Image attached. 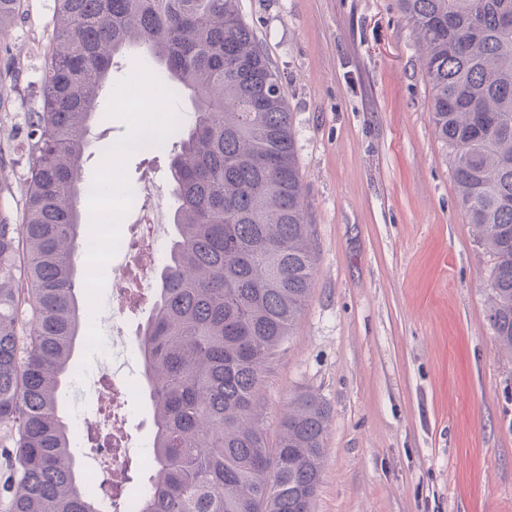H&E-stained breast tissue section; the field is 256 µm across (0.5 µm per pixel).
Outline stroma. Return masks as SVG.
<instances>
[{
    "label": "stroma",
    "mask_w": 512,
    "mask_h": 512,
    "mask_svg": "<svg viewBox=\"0 0 512 512\" xmlns=\"http://www.w3.org/2000/svg\"><path fill=\"white\" fill-rule=\"evenodd\" d=\"M286 91L313 231L312 295L274 361L262 401L266 431L297 394L330 409L314 512H512V354L488 320L493 259L460 207L451 151L429 119L422 49L398 0H239ZM54 0H25L0 37V182L26 173L23 112L38 108ZM139 114L105 98L84 162L101 158ZM171 220L167 151L119 164ZM131 345L126 431L150 443L138 329ZM64 413L102 428L101 361L77 343Z\"/></svg>",
    "instance_id": "35a3bbf8"
}]
</instances>
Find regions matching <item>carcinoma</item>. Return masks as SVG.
Masks as SVG:
<instances>
[{
	"instance_id": "carcinoma-1",
	"label": "carcinoma",
	"mask_w": 512,
	"mask_h": 512,
	"mask_svg": "<svg viewBox=\"0 0 512 512\" xmlns=\"http://www.w3.org/2000/svg\"><path fill=\"white\" fill-rule=\"evenodd\" d=\"M424 48L430 121L461 208L494 258L488 318L512 352V0H398ZM24 0H0V34ZM20 215L0 211L4 512H97L60 410L85 320L72 243L89 122L114 59L148 52L188 96L170 174L175 238L139 337L153 415L138 512H312L330 410L298 394L264 428L261 389L314 281L296 133L238 0H54Z\"/></svg>"
}]
</instances>
